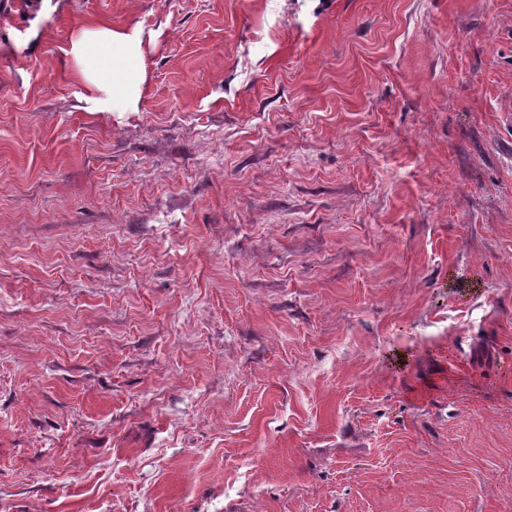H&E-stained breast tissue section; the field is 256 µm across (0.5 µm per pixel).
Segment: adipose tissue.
Masks as SVG:
<instances>
[{"instance_id":"ef3b65f1","label":"adipose tissue","mask_w":512,"mask_h":512,"mask_svg":"<svg viewBox=\"0 0 512 512\" xmlns=\"http://www.w3.org/2000/svg\"><path fill=\"white\" fill-rule=\"evenodd\" d=\"M70 53L81 78L95 93L94 110L125 112L136 106L145 79L138 31L88 30L72 44Z\"/></svg>"}]
</instances>
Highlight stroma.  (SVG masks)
<instances>
[{
    "mask_svg": "<svg viewBox=\"0 0 512 512\" xmlns=\"http://www.w3.org/2000/svg\"><path fill=\"white\" fill-rule=\"evenodd\" d=\"M0 512H512V0H0ZM70 53L80 77L97 94L91 99L94 110L127 112L136 106L145 79L137 30L85 31L72 43Z\"/></svg>",
    "mask_w": 512,
    "mask_h": 512,
    "instance_id": "obj_1",
    "label": "stroma"
}]
</instances>
